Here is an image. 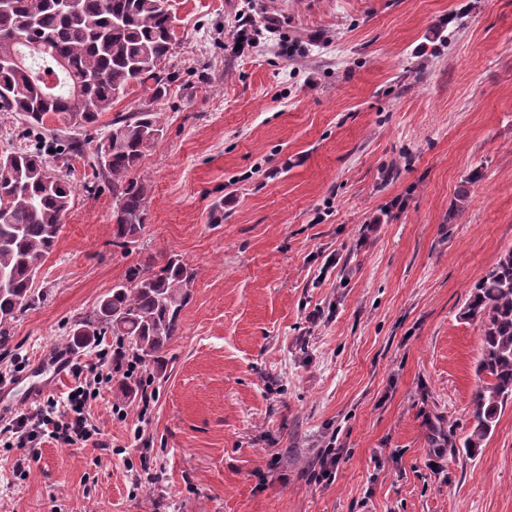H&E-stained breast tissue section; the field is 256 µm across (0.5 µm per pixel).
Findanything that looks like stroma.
I'll use <instances>...</instances> for the list:
<instances>
[{"label":"stroma","mask_w":512,"mask_h":512,"mask_svg":"<svg viewBox=\"0 0 512 512\" xmlns=\"http://www.w3.org/2000/svg\"><path fill=\"white\" fill-rule=\"evenodd\" d=\"M172 9L143 235L114 244L92 132L48 118L84 152L57 168L71 208L0 366L111 349L69 332L149 255L195 271L180 330L146 397L92 401L97 443L0 447V512H512V402L475 457L431 441L471 431L462 311L512 247V0Z\"/></svg>","instance_id":"1"}]
</instances>
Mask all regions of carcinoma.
I'll return each mask as SVG.
<instances>
[{"instance_id": "obj_1", "label": "carcinoma", "mask_w": 512, "mask_h": 512, "mask_svg": "<svg viewBox=\"0 0 512 512\" xmlns=\"http://www.w3.org/2000/svg\"><path fill=\"white\" fill-rule=\"evenodd\" d=\"M62 2L9 0L0 9V111L16 112L40 129L50 116L82 128L149 82L152 101L167 94L176 78L170 0H75L73 11ZM13 58L21 64L4 65ZM162 131L161 113L144 105L114 116L96 144L93 167L111 184L114 243L120 246L138 242L144 231L150 185L141 164ZM72 196V185L51 169L45 150L0 154V273L8 277L0 283V342L38 297L35 275L56 246ZM194 280V269L180 256L150 257L75 321L77 344L112 336V375L126 398L142 388V374L127 372L129 363L139 369L163 363ZM462 317L481 326L478 372L488 376L474 395V425L463 442L473 456L512 401V248L475 284Z\"/></svg>"}]
</instances>
